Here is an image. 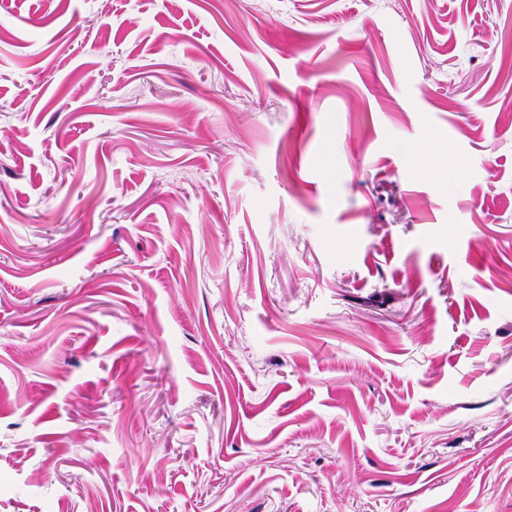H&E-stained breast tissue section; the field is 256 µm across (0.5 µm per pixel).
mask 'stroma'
Instances as JSON below:
<instances>
[{"label":"stroma","instance_id":"1","mask_svg":"<svg viewBox=\"0 0 512 512\" xmlns=\"http://www.w3.org/2000/svg\"><path fill=\"white\" fill-rule=\"evenodd\" d=\"M0 512H512V0H0Z\"/></svg>","mask_w":512,"mask_h":512}]
</instances>
